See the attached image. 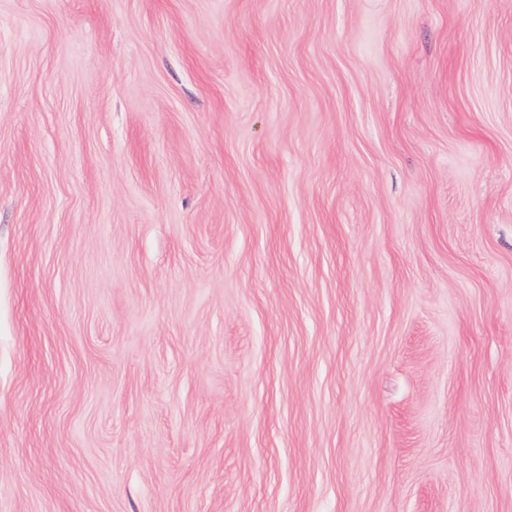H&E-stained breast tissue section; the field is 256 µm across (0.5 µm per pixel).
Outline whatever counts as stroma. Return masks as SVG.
Here are the masks:
<instances>
[{"mask_svg": "<svg viewBox=\"0 0 512 512\" xmlns=\"http://www.w3.org/2000/svg\"><path fill=\"white\" fill-rule=\"evenodd\" d=\"M0 512H512V0H0Z\"/></svg>", "mask_w": 512, "mask_h": 512, "instance_id": "stroma-1", "label": "stroma"}]
</instances>
